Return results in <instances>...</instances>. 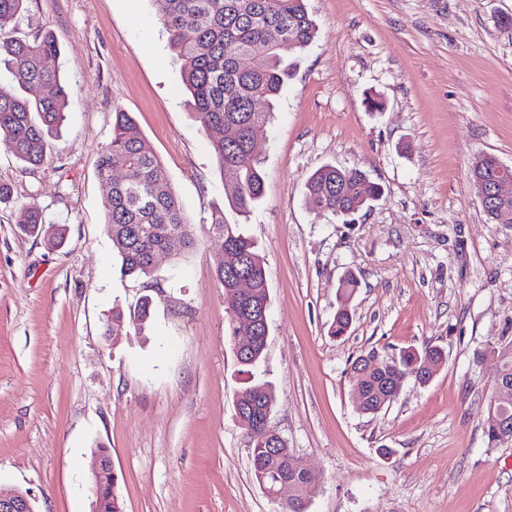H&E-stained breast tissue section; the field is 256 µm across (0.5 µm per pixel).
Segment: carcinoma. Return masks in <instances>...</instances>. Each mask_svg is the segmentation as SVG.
Segmentation results:
<instances>
[{"mask_svg":"<svg viewBox=\"0 0 512 512\" xmlns=\"http://www.w3.org/2000/svg\"><path fill=\"white\" fill-rule=\"evenodd\" d=\"M26 2L0 0V22L19 16ZM154 5L180 63L192 119L207 132L236 129L235 138L215 137L211 147L225 180L228 206L245 217L263 196V170L252 154L253 143L266 131L282 87L291 76L288 59L311 45L317 34L307 0H154ZM258 46L263 52L254 60ZM0 67L10 74L9 82H0V137L12 143L19 162L38 166L46 157V135L64 125L69 106L60 49L49 35L0 34ZM34 86L48 88V94L33 99L26 96ZM258 99L264 101L265 110L253 109L252 103ZM117 171L121 176H115ZM97 174L110 188L104 231L121 258L123 276L151 278L155 254L181 257L195 248L192 225L163 175L159 158L132 117L118 107L114 109L112 138L99 157ZM383 193L362 171L331 164L321 166L307 180V202L319 213L344 216L354 205L366 207ZM17 213V223L24 229L45 231L43 212L37 205L22 204ZM208 234L224 240V252L215 257L220 287L231 288L240 275L252 283L246 298L227 300L231 314L225 327L230 343L241 333L257 337L253 350L237 359L239 372L251 376L266 348L263 323L259 322L262 313H256L250 323L240 305L245 299L256 306L266 300L269 289L264 262L257 244L243 233L241 224L226 220L224 210L212 212ZM356 288L357 277L349 271L340 280L331 335L348 332L350 300ZM496 349L505 378L512 384V341ZM361 360L360 356L351 360L350 381L367 393L370 409L376 414L395 401L391 379L414 377L427 369V363H444L446 357L434 346L387 353L381 356L382 370L370 376L360 375ZM275 403L273 387L266 381L252 379L233 396L235 415L251 441L254 479L271 492L284 480L297 484V494L283 512H307L315 481L298 469L299 458L290 448L278 443L270 446L257 423V411Z\"/></svg>","mask_w":512,"mask_h":512,"instance_id":"1","label":"carcinoma"}]
</instances>
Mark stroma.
<instances>
[{"label":"stroma","instance_id":"1","mask_svg":"<svg viewBox=\"0 0 512 512\" xmlns=\"http://www.w3.org/2000/svg\"><path fill=\"white\" fill-rule=\"evenodd\" d=\"M318 34L295 62L266 134L261 201L243 223L270 294L257 378L276 393L270 424L318 478L308 512H512V443H489L490 346L512 340V222L488 220L469 169L512 166V0H307ZM13 28L51 34L68 118L29 169L0 138V489L35 512H89L92 446L109 448L124 512H280L250 473L233 409L245 377L224 339L219 242L224 203L210 136L189 115L180 67L152 0H28ZM383 108L370 110L367 95ZM136 120L159 156L195 249L159 257L148 280L120 273L96 176L112 112ZM359 169L385 194L350 216L306 201L319 167ZM63 228L62 247L23 233L16 205ZM353 271V323L328 326ZM151 295L142 330L122 319ZM439 346L427 385L362 413L348 363L369 351Z\"/></svg>","mask_w":512,"mask_h":512}]
</instances>
